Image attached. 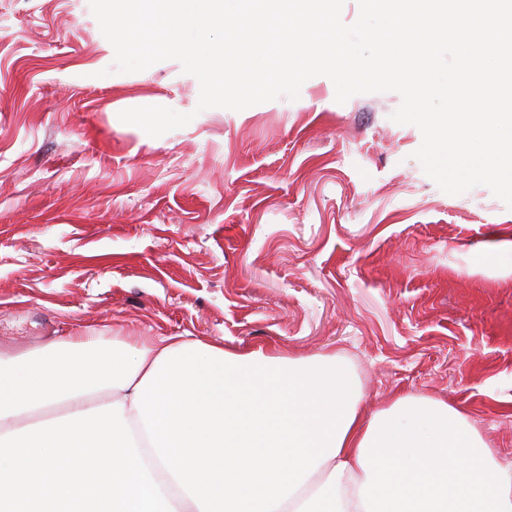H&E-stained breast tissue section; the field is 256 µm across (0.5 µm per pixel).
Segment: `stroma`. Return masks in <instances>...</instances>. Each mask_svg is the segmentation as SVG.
Segmentation results:
<instances>
[{
	"instance_id": "1",
	"label": "stroma",
	"mask_w": 512,
	"mask_h": 512,
	"mask_svg": "<svg viewBox=\"0 0 512 512\" xmlns=\"http://www.w3.org/2000/svg\"><path fill=\"white\" fill-rule=\"evenodd\" d=\"M89 0H0V350L189 336L332 354L366 414L444 401L512 474V208L443 192L394 92L197 111L165 60L114 72ZM192 113L159 137L121 111Z\"/></svg>"
}]
</instances>
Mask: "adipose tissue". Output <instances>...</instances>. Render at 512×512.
<instances>
[{"label": "adipose tissue", "instance_id": "obj_1", "mask_svg": "<svg viewBox=\"0 0 512 512\" xmlns=\"http://www.w3.org/2000/svg\"><path fill=\"white\" fill-rule=\"evenodd\" d=\"M0 512H512L455 407L185 336L0 353Z\"/></svg>", "mask_w": 512, "mask_h": 512}]
</instances>
